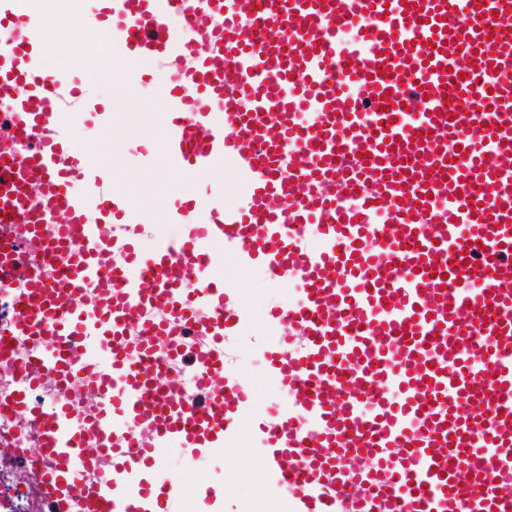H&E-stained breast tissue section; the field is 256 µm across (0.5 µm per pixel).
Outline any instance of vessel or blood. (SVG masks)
I'll use <instances>...</instances> for the list:
<instances>
[{"label":"vessel or blood","mask_w":512,"mask_h":512,"mask_svg":"<svg viewBox=\"0 0 512 512\" xmlns=\"http://www.w3.org/2000/svg\"><path fill=\"white\" fill-rule=\"evenodd\" d=\"M87 19L120 80L167 67L174 175L148 207L116 192L41 23L0 0V363L41 339L14 401L49 512H175L165 452L248 433L292 512H512V37H484L512 0H95ZM148 108L90 118L108 134ZM205 173L226 193L198 196ZM158 223L179 232L142 251ZM258 268L298 301L244 296ZM261 329L262 380L229 357ZM187 336L199 399L179 390Z\"/></svg>","instance_id":"vessel-or-blood-1"}]
</instances>
